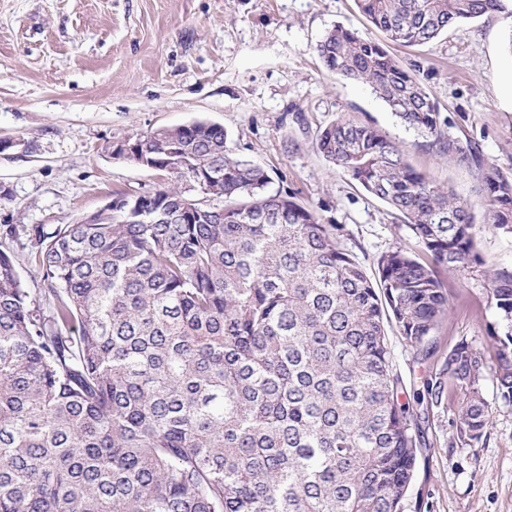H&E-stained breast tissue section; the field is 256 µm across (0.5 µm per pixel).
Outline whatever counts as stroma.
Returning a JSON list of instances; mask_svg holds the SVG:
<instances>
[{
	"label": "stroma",
	"mask_w": 512,
	"mask_h": 512,
	"mask_svg": "<svg viewBox=\"0 0 512 512\" xmlns=\"http://www.w3.org/2000/svg\"><path fill=\"white\" fill-rule=\"evenodd\" d=\"M380 38L354 0H0V251L18 259L25 287H42L26 227L67 224L118 194L170 183L168 173L112 156L133 135L196 121L223 126L233 154L262 167L268 190L295 196L366 271L384 251L418 252L389 208L336 170L315 136L338 116L385 132L407 161L465 199L482 272L453 279L438 353L418 362L388 327L408 392L467 339L493 356L498 316L486 272L512 269V236L491 227L474 169L439 156L365 84L329 75L316 45L335 26ZM512 15L493 13L422 46H391L439 106L442 126L512 178ZM485 394L487 435L452 444L457 402L422 409L425 440L402 512H512V405Z\"/></svg>",
	"instance_id": "obj_1"
}]
</instances>
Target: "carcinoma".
<instances>
[{
	"label": "carcinoma",
	"mask_w": 512,
	"mask_h": 512,
	"mask_svg": "<svg viewBox=\"0 0 512 512\" xmlns=\"http://www.w3.org/2000/svg\"><path fill=\"white\" fill-rule=\"evenodd\" d=\"M506 0H355L386 39L426 44ZM327 72L368 84L441 155L475 169L492 227L512 235V178L443 131L436 102L387 45L338 26ZM224 130L196 122L124 141L173 183L70 224L30 229L46 313L0 252V512H399L424 431L387 326L425 361L450 311L440 273L481 265L465 200L369 124L339 117L316 149L406 224L375 275L338 224L268 192ZM495 360L457 341L425 378L458 399L456 441L490 420L486 373L512 404V270L486 273Z\"/></svg>",
	"instance_id": "obj_1"
}]
</instances>
